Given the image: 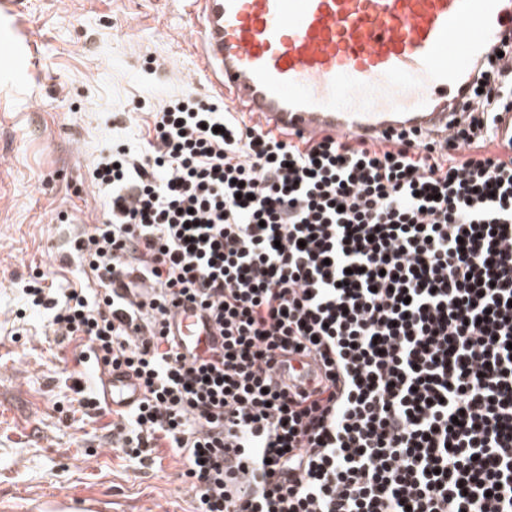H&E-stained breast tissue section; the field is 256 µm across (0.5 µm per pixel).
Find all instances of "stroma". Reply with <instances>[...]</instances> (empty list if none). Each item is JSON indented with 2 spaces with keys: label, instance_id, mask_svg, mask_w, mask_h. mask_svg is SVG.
<instances>
[{
  "label": "stroma",
  "instance_id": "obj_1",
  "mask_svg": "<svg viewBox=\"0 0 512 512\" xmlns=\"http://www.w3.org/2000/svg\"><path fill=\"white\" fill-rule=\"evenodd\" d=\"M23 31L38 62L0 55V498L57 494L111 501L112 512H186L171 449L140 466L79 408L68 349L26 309L34 270L57 288L84 277L67 244L104 219L90 172L113 140L147 132L132 102L157 104L198 76L189 0H0V34ZM24 319H17L18 310Z\"/></svg>",
  "mask_w": 512,
  "mask_h": 512
}]
</instances>
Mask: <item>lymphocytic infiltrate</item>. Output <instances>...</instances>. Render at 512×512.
<instances>
[{
	"instance_id": "f902f5d3",
	"label": "lymphocytic infiltrate",
	"mask_w": 512,
	"mask_h": 512,
	"mask_svg": "<svg viewBox=\"0 0 512 512\" xmlns=\"http://www.w3.org/2000/svg\"><path fill=\"white\" fill-rule=\"evenodd\" d=\"M512 60L476 67L448 133L292 139L187 87L90 173L94 276L24 285L57 342L137 375L108 427L168 448L188 512H512ZM134 268L135 299L112 279ZM192 305L224 338L176 348ZM311 361L312 387L277 379Z\"/></svg>"
}]
</instances>
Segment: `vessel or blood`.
Wrapping results in <instances>:
<instances>
[{"label":"vessel or blood","mask_w":512,"mask_h":512,"mask_svg":"<svg viewBox=\"0 0 512 512\" xmlns=\"http://www.w3.org/2000/svg\"><path fill=\"white\" fill-rule=\"evenodd\" d=\"M201 78L267 128L313 139L447 127L474 65L512 39V0H194ZM180 350L222 338L192 307L172 320ZM110 411L142 396L135 377L89 367ZM0 512H101L99 500L0 499Z\"/></svg>","instance_id":"obj_1"}]
</instances>
